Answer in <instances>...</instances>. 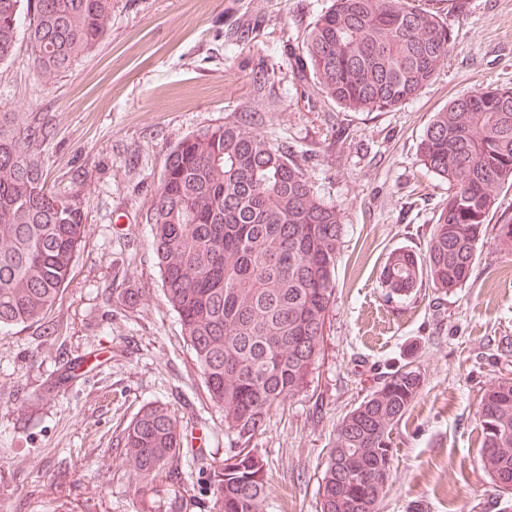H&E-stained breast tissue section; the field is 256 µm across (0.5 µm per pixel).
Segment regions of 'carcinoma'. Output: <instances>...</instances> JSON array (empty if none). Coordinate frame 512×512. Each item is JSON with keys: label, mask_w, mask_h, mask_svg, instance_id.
I'll list each match as a JSON object with an SVG mask.
<instances>
[{"label": "carcinoma", "mask_w": 512, "mask_h": 512, "mask_svg": "<svg viewBox=\"0 0 512 512\" xmlns=\"http://www.w3.org/2000/svg\"><path fill=\"white\" fill-rule=\"evenodd\" d=\"M33 5L27 39L40 77L69 70L109 29L112 0H0V63L15 50L21 2ZM451 35L434 11L408 0H333L303 36L313 88L351 112L396 108L447 63ZM52 126L37 112H0V333L47 326L85 242V198L49 183L41 148ZM419 160L451 193L425 252L393 250L384 284L407 295L428 284H467L488 227L512 251V224H491L496 196L512 188V88H482L435 113ZM342 209L324 202L288 146L256 121L184 138L164 159L147 212L165 300L177 314L210 401L237 448L210 472L211 512H271L264 459L243 446L283 399L304 391L336 301ZM404 364L336 426L318 483L320 512H378L392 479V430L420 393ZM480 455L497 489L512 486V377L479 395ZM184 429L149 402L123 429L118 453L153 481L182 467Z\"/></svg>", "instance_id": "carcinoma-1"}]
</instances>
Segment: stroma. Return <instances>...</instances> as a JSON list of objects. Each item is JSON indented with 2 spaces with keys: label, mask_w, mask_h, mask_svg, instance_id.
<instances>
[{
  "label": "stroma",
  "mask_w": 512,
  "mask_h": 512,
  "mask_svg": "<svg viewBox=\"0 0 512 512\" xmlns=\"http://www.w3.org/2000/svg\"><path fill=\"white\" fill-rule=\"evenodd\" d=\"M332 0H112L94 53L38 80L26 37L0 63V110L53 128L52 181L85 172L87 235L51 315L0 335V512H209L208 470L233 437L209 400L176 313L164 300L145 213L184 138L259 112L317 194L344 212L336 303L307 389L273 408L250 445L267 463L273 512H319L318 480L336 426L382 373L412 363L422 386L395 426L397 455L379 512H512L480 460L476 402L512 373V253L493 234L465 287L447 295L386 288L391 251L425 250L448 183L418 157L434 112L478 87H512V0H415L453 40L434 81L401 107L349 112L313 93L299 45ZM269 71L258 109L255 77ZM76 367L73 381L58 378ZM168 403L198 460L192 496L160 477L142 493L112 454L142 405Z\"/></svg>",
  "instance_id": "35a3bbf8"
}]
</instances>
